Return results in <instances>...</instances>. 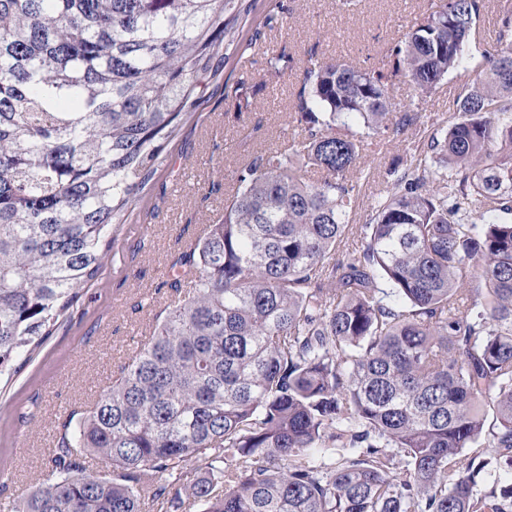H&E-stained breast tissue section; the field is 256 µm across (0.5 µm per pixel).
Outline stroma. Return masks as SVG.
Instances as JSON below:
<instances>
[{
	"instance_id": "1",
	"label": "stroma",
	"mask_w": 512,
	"mask_h": 512,
	"mask_svg": "<svg viewBox=\"0 0 512 512\" xmlns=\"http://www.w3.org/2000/svg\"><path fill=\"white\" fill-rule=\"evenodd\" d=\"M279 1L288 9V25L271 30L265 17ZM431 3L354 0L345 9L340 0H253L238 25L240 38L252 42V49L229 60L213 96L182 120L71 317L0 389V501L20 500L46 476L47 450L62 422L107 389L144 343L146 330L171 301L165 281L172 264L220 213L222 197L211 193L213 180L231 182L245 156L287 142V107L299 73L268 78V49L282 47L298 59L314 46L325 58L378 68L387 62V45L404 40ZM504 3L486 0L468 41L465 68L449 74L422 102L418 125L401 139H375L368 145L361 166L370 177L360 184L351 223L368 221L393 160L405 158L433 129L455 121L459 97L486 67L483 52L496 39ZM241 86L251 102L242 111L236 99Z\"/></svg>"
}]
</instances>
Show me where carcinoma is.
<instances>
[{
    "mask_svg": "<svg viewBox=\"0 0 512 512\" xmlns=\"http://www.w3.org/2000/svg\"><path fill=\"white\" fill-rule=\"evenodd\" d=\"M484 0H446L388 68L299 60L283 148L246 157L173 265V299L49 474L3 512H512V10L487 67L349 223L368 139L419 119ZM242 0H0V376L95 279L184 116L221 79ZM267 74L293 67L271 52ZM360 246L337 257L349 236ZM469 453L466 467L459 456ZM195 476L184 481L187 467Z\"/></svg>",
    "mask_w": 512,
    "mask_h": 512,
    "instance_id": "carcinoma-1",
    "label": "carcinoma"
}]
</instances>
